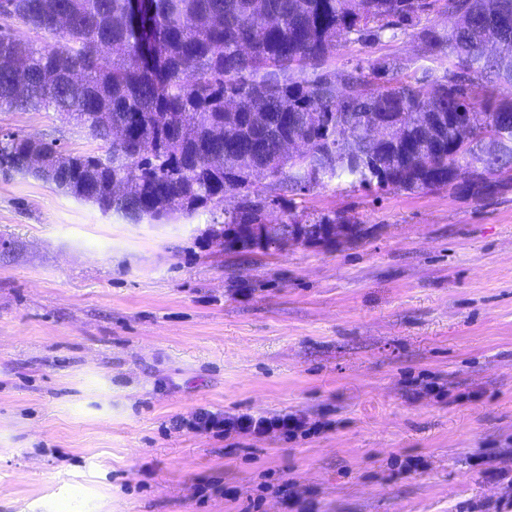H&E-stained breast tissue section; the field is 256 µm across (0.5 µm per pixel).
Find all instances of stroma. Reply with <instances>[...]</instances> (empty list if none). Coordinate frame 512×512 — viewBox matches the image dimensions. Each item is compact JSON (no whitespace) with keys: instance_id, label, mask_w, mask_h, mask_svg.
I'll list each match as a JSON object with an SVG mask.
<instances>
[{"instance_id":"stroma-1","label":"stroma","mask_w":512,"mask_h":512,"mask_svg":"<svg viewBox=\"0 0 512 512\" xmlns=\"http://www.w3.org/2000/svg\"><path fill=\"white\" fill-rule=\"evenodd\" d=\"M443 78L415 29L340 47ZM103 153L53 111L0 135ZM258 186L271 224L357 234L226 252L221 211L102 213L0 168V512H512V190ZM206 408L314 429L221 439Z\"/></svg>"}]
</instances>
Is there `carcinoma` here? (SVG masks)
<instances>
[{
	"label": "carcinoma",
	"mask_w": 512,
	"mask_h": 512,
	"mask_svg": "<svg viewBox=\"0 0 512 512\" xmlns=\"http://www.w3.org/2000/svg\"><path fill=\"white\" fill-rule=\"evenodd\" d=\"M455 17L447 29L431 15ZM0 15L50 36L0 29V109L70 113L104 154L65 153L29 136L0 139V159L104 213L161 221L222 210V224L265 223L247 171L280 160L281 141L311 152L288 163L295 195L349 178L381 191L446 188L482 199L512 189V0H0ZM418 28L423 56L448 59L441 80L400 78L378 62L326 69L342 45L370 46ZM404 123L368 137L365 124ZM126 131L134 158L113 163Z\"/></svg>",
	"instance_id": "carcinoma-1"
}]
</instances>
